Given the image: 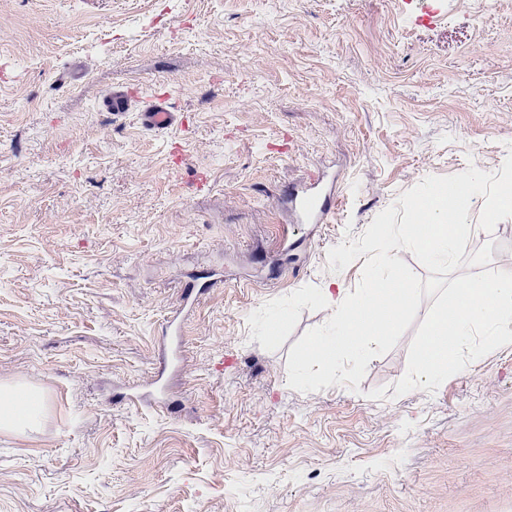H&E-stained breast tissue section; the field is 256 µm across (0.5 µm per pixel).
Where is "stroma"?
<instances>
[{"label": "stroma", "instance_id": "1", "mask_svg": "<svg viewBox=\"0 0 512 512\" xmlns=\"http://www.w3.org/2000/svg\"><path fill=\"white\" fill-rule=\"evenodd\" d=\"M116 84L184 125L103 112ZM511 154L512 0H0V383L46 397L0 431V512H512V344L395 393L433 298L358 390L287 383L361 280L329 250ZM322 170L315 230L282 192ZM138 112L142 124L150 129L167 130L182 124L181 113L171 110L165 96L154 97Z\"/></svg>", "mask_w": 512, "mask_h": 512}]
</instances>
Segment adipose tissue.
<instances>
[{"label":"adipose tissue","instance_id":"1","mask_svg":"<svg viewBox=\"0 0 512 512\" xmlns=\"http://www.w3.org/2000/svg\"><path fill=\"white\" fill-rule=\"evenodd\" d=\"M320 300L339 334L330 340H316L309 356L329 363L339 350H359L370 345L373 337L397 334L410 309L412 290L396 278L380 279L356 300L339 281L333 280L322 286ZM44 406L45 397L39 390L19 383L1 384L0 431L23 433L37 429Z\"/></svg>","mask_w":512,"mask_h":512}]
</instances>
